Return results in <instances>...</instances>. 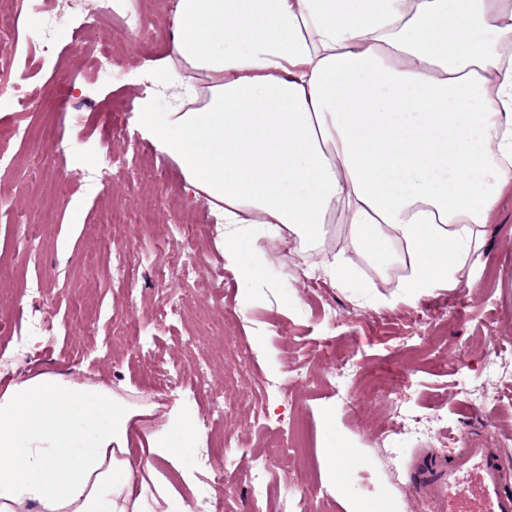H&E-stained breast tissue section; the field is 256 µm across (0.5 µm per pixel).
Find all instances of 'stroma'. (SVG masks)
<instances>
[{"instance_id":"35a3bbf8","label":"stroma","mask_w":512,"mask_h":512,"mask_svg":"<svg viewBox=\"0 0 512 512\" xmlns=\"http://www.w3.org/2000/svg\"><path fill=\"white\" fill-rule=\"evenodd\" d=\"M45 2L58 11L53 52L42 51L37 19L19 37H0L18 44L12 60L0 61V76L27 63L33 100L23 112L0 109V128L29 129L28 142L9 144L15 166L0 169V320L42 322L48 330L21 363L0 365V383L44 370L106 387L138 406L181 404L198 442L181 469L157 462L174 494L154 512L195 504L209 480L199 462L216 434L239 441L235 463L246 473L263 466L268 432L296 423L307 432L306 462L271 474L259 506L238 483L234 512H278L287 495L307 512H349L356 503L384 512L394 502L402 512H433L408 473L419 452L451 458V437L455 448L499 449L512 488V187L482 227L485 260L472 268L468 292L438 288L409 300L400 272L356 256L332 280L321 266L345 248L341 231L317 245L253 224L227 259L209 203L184 198L179 168L139 122L146 110L164 116L179 91L174 73L159 67L173 0H140L154 33L145 43L112 40L107 22L83 34L82 0ZM107 41L115 65L105 73L85 50ZM114 127L121 135L108 139ZM59 140L67 146L62 156L52 150ZM115 157L128 160L124 172L95 181L93 172ZM175 207L202 245L198 266L216 282L212 294L186 304L182 319L166 315L188 286L174 267L182 247L171 223ZM145 247L155 250V264L127 266L125 285L114 286V257ZM146 315L162 327L143 337L145 351L137 354L127 336ZM419 315L429 336L402 349V338L418 333ZM116 334L123 343L88 372L89 346ZM218 390L227 406L220 417L211 409ZM241 395L255 399L257 416L237 412ZM405 416L425 418L428 432H405ZM332 458L338 467L331 483Z\"/></svg>"}]
</instances>
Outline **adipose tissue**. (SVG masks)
Returning a JSON list of instances; mask_svg holds the SVG:
<instances>
[{
	"instance_id": "1",
	"label": "adipose tissue",
	"mask_w": 512,
	"mask_h": 512,
	"mask_svg": "<svg viewBox=\"0 0 512 512\" xmlns=\"http://www.w3.org/2000/svg\"><path fill=\"white\" fill-rule=\"evenodd\" d=\"M200 107L144 112L234 257L249 215L306 241L342 213L354 251L397 244L409 296L472 288L481 227L512 186V0H175L162 68ZM102 386L29 372L0 387V512H146L187 415L139 436Z\"/></svg>"
}]
</instances>
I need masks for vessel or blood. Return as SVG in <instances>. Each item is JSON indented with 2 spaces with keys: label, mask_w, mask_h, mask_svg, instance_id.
<instances>
[{
  "label": "vessel or blood",
  "mask_w": 512,
  "mask_h": 512,
  "mask_svg": "<svg viewBox=\"0 0 512 512\" xmlns=\"http://www.w3.org/2000/svg\"><path fill=\"white\" fill-rule=\"evenodd\" d=\"M409 481L435 512H512V491L494 448H465L447 461L421 455Z\"/></svg>",
  "instance_id": "vessel-or-blood-1"
}]
</instances>
